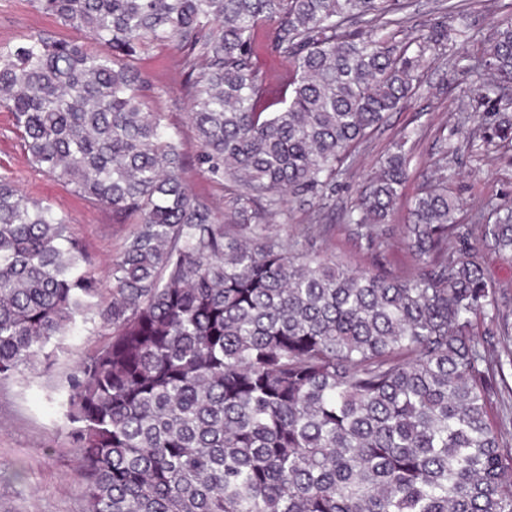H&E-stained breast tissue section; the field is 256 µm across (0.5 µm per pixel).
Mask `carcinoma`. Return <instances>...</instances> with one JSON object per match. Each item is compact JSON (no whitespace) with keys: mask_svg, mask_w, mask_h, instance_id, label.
Listing matches in <instances>:
<instances>
[{"mask_svg":"<svg viewBox=\"0 0 512 512\" xmlns=\"http://www.w3.org/2000/svg\"><path fill=\"white\" fill-rule=\"evenodd\" d=\"M98 49L43 31L0 47V111L26 160L132 225L106 278L66 217L0 176V380L51 365L96 310L103 339L69 378L64 423L86 512H512V442L491 420L512 376V316L466 248L441 173L413 198V267L353 271L316 248L356 146L401 108L448 29L408 40L403 0H35ZM264 29L286 67L256 64ZM181 54L197 164L153 112L136 65ZM483 98L512 83V16L469 67ZM409 178L396 145L347 213L380 252ZM236 222L226 224L224 204ZM483 247L512 257V209ZM463 248L448 251V238ZM492 313L477 341L473 319ZM283 209V214L277 216L273 221H271V224L275 225L274 228L283 236L287 230L288 233H291L294 225L308 224L310 221L311 211L308 209V206H302L299 208L296 204L288 205L287 203Z\"/></svg>","mask_w":512,"mask_h":512,"instance_id":"1","label":"carcinoma"}]
</instances>
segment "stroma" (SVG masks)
Segmentation results:
<instances>
[{"label":"stroma","mask_w":512,"mask_h":512,"mask_svg":"<svg viewBox=\"0 0 512 512\" xmlns=\"http://www.w3.org/2000/svg\"><path fill=\"white\" fill-rule=\"evenodd\" d=\"M405 36H415L420 24L444 21L455 35L438 58H427L420 69V86L400 110L356 150L348 168L336 179L334 203L323 210L324 231L318 248L335 253L352 267L376 265L401 273L413 264L400 230L414 196L439 167L448 169V191L456 197L463 223L477 211L494 221V207L512 206V139L495 138L500 117L512 120V83L501 87L491 102L472 111L476 81L469 71L470 57L493 33L499 19L512 14V0H405ZM40 29L64 39L85 40L84 32L64 26L40 12L33 0H0V44L21 42ZM138 67L156 87L154 109L163 112L166 125L179 131L184 149L196 155L199 145L186 126L187 101L180 57L170 47L154 44L140 55ZM491 139L489 151L471 145L472 138ZM412 146L410 176L396 204V228L389 247L377 251L353 236L345 212L395 143ZM449 156H442L441 144ZM0 174L14 179L24 194L41 199L66 216L92 260L96 275H104L131 227L115 223L110 209L94 207L70 186L52 180L28 166L13 122L0 112ZM469 245L488 281L512 311V261L482 248L477 237ZM101 341L96 323H79L55 351L50 370L25 372L0 382V512H85L81 486L74 479L76 456L66 429L60 426L59 399L67 390L66 377L75 361Z\"/></svg>","instance_id":"obj_1"}]
</instances>
